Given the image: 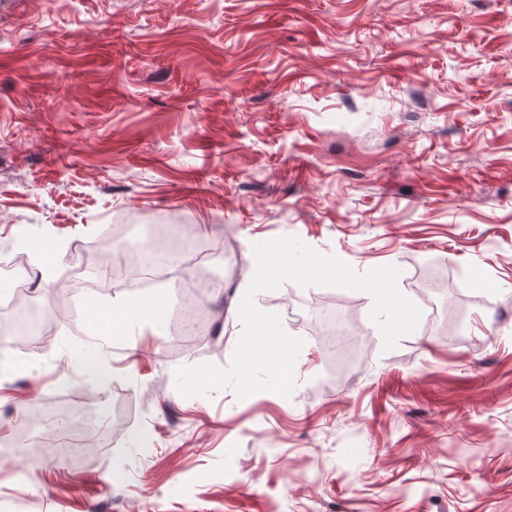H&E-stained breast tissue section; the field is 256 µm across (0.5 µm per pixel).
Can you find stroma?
Returning <instances> with one entry per match:
<instances>
[{
	"label": "stroma",
	"instance_id": "stroma-1",
	"mask_svg": "<svg viewBox=\"0 0 512 512\" xmlns=\"http://www.w3.org/2000/svg\"><path fill=\"white\" fill-rule=\"evenodd\" d=\"M157 227L206 270L95 287ZM284 236L397 266L416 328L287 279L255 302L304 341L291 395H184ZM1 281L53 330L0 348V512H512V0H0ZM76 400L112 444L67 463L35 410ZM95 321L104 332L112 333L116 336L125 335L128 329V325L124 321L122 314L118 312L114 306L112 310H100Z\"/></svg>",
	"mask_w": 512,
	"mask_h": 512
}]
</instances>
